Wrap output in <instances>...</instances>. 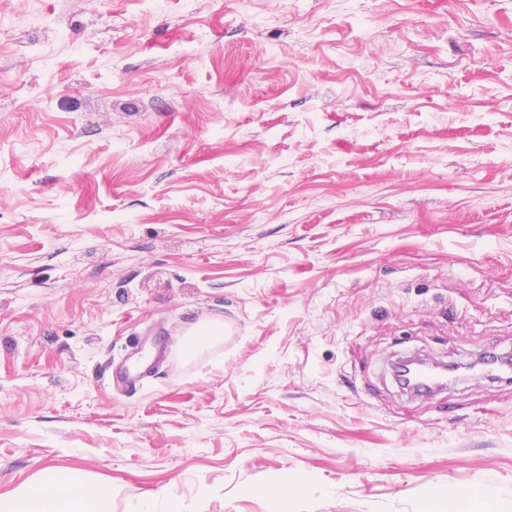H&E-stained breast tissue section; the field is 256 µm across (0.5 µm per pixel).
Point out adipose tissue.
Instances as JSON below:
<instances>
[{
    "instance_id": "ef3b65f1",
    "label": "adipose tissue",
    "mask_w": 512,
    "mask_h": 512,
    "mask_svg": "<svg viewBox=\"0 0 512 512\" xmlns=\"http://www.w3.org/2000/svg\"><path fill=\"white\" fill-rule=\"evenodd\" d=\"M0 512H112V490L86 477L47 473L0 499Z\"/></svg>"
}]
</instances>
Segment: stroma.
Here are the masks:
<instances>
[{"label": "stroma", "mask_w": 512, "mask_h": 512, "mask_svg": "<svg viewBox=\"0 0 512 512\" xmlns=\"http://www.w3.org/2000/svg\"><path fill=\"white\" fill-rule=\"evenodd\" d=\"M1 16L0 498L56 470L112 512H512V386L389 369L512 353V0ZM136 336L168 357L126 394Z\"/></svg>", "instance_id": "obj_1"}]
</instances>
